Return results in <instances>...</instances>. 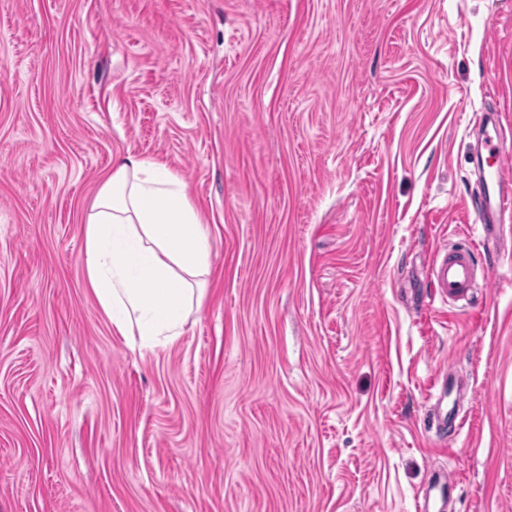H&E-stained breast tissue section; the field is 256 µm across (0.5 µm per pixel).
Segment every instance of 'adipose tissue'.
Returning a JSON list of instances; mask_svg holds the SVG:
<instances>
[{
    "label": "adipose tissue",
    "instance_id": "ef3b65f1",
    "mask_svg": "<svg viewBox=\"0 0 512 512\" xmlns=\"http://www.w3.org/2000/svg\"><path fill=\"white\" fill-rule=\"evenodd\" d=\"M84 273L113 329L153 351L182 335L204 296L213 247L187 184L129 154L84 219Z\"/></svg>",
    "mask_w": 512,
    "mask_h": 512
}]
</instances>
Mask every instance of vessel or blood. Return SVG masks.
<instances>
[{"mask_svg": "<svg viewBox=\"0 0 512 512\" xmlns=\"http://www.w3.org/2000/svg\"><path fill=\"white\" fill-rule=\"evenodd\" d=\"M482 121L486 132L481 148L494 162L483 170L476 213L484 242L499 245L512 228L503 221L504 216H512V149L505 144L498 112H485ZM432 276L440 296L451 300L468 299L476 277L473 252L463 248L446 251L436 260Z\"/></svg>", "mask_w": 512, "mask_h": 512, "instance_id": "vessel-or-blood-1", "label": "vessel or blood"}]
</instances>
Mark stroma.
Here are the masks:
<instances>
[{
	"label": "stroma",
	"instance_id": "1",
	"mask_svg": "<svg viewBox=\"0 0 512 512\" xmlns=\"http://www.w3.org/2000/svg\"><path fill=\"white\" fill-rule=\"evenodd\" d=\"M489 109L512 142V0H0V512H424L435 471L512 512V242L430 278ZM127 154L213 243L152 352L83 270ZM474 253L463 248H452L436 260L432 276L440 296L451 300L469 298L476 277ZM450 373L445 372L444 374H440L438 377V382L442 381L443 390L440 394L442 411L436 407L434 412V418L438 425H444L445 428L452 429L453 432H458L462 428V420H458V413L455 409L454 403L450 406L448 404V384L450 380ZM445 399H447L446 404H444ZM444 404V405H443Z\"/></svg>",
	"mask_w": 512,
	"mask_h": 512
}]
</instances>
